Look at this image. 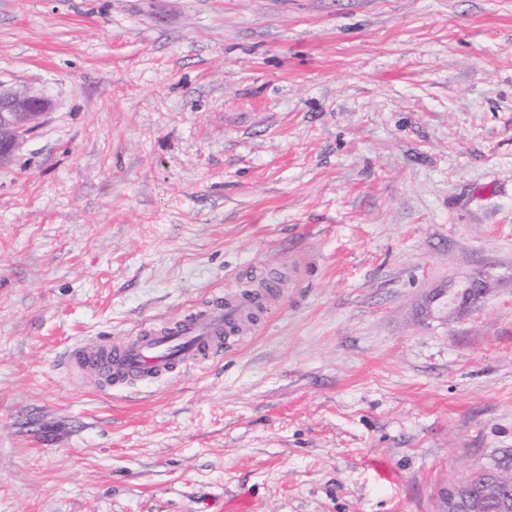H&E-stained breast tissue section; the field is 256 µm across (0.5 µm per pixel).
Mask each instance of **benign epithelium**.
Instances as JSON below:
<instances>
[{"label": "benign epithelium", "mask_w": 512, "mask_h": 512, "mask_svg": "<svg viewBox=\"0 0 512 512\" xmlns=\"http://www.w3.org/2000/svg\"><path fill=\"white\" fill-rule=\"evenodd\" d=\"M48 98L34 94L24 87L5 86L0 83V163L10 160L16 149L41 124L50 111ZM484 293L483 284L468 281L462 289L452 293L439 292L431 298L437 310L444 312L450 308L469 303L474 297ZM495 507L499 512H512V499L508 487L502 485L496 476L486 479L480 491H474L468 482L448 492L447 512H481Z\"/></svg>", "instance_id": "1"}]
</instances>
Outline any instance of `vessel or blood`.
<instances>
[{"mask_svg": "<svg viewBox=\"0 0 512 512\" xmlns=\"http://www.w3.org/2000/svg\"><path fill=\"white\" fill-rule=\"evenodd\" d=\"M248 309L243 299L218 295L176 322L142 324L122 343L86 342L71 353L72 367L112 387L132 379L149 382L177 367L221 355L227 323L243 319Z\"/></svg>", "mask_w": 512, "mask_h": 512, "instance_id": "1", "label": "vessel or blood"}]
</instances>
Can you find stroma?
I'll use <instances>...</instances> for the list:
<instances>
[{
  "label": "stroma",
  "mask_w": 512,
  "mask_h": 512,
  "mask_svg": "<svg viewBox=\"0 0 512 512\" xmlns=\"http://www.w3.org/2000/svg\"><path fill=\"white\" fill-rule=\"evenodd\" d=\"M0 82L52 102L0 165V512H446L512 469V0H0ZM271 272L219 359L65 366ZM484 293V286L477 281H468L466 286L452 293L439 292L431 298L436 303L439 312L448 311V308H456L459 305L469 303L474 297Z\"/></svg>",
  "instance_id": "35a3bbf8"
}]
</instances>
